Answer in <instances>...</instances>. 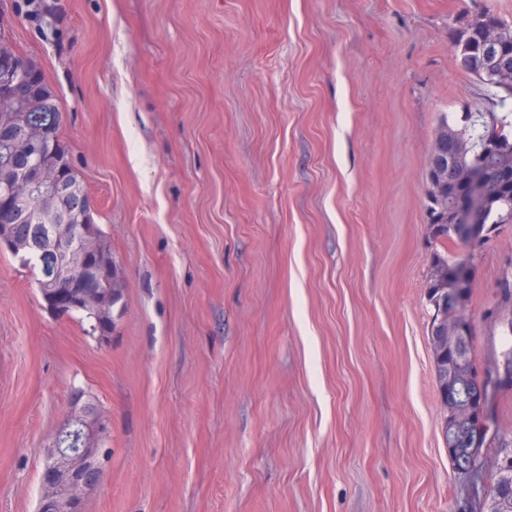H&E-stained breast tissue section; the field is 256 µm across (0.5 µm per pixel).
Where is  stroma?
<instances>
[{"label": "stroma", "mask_w": 512, "mask_h": 512, "mask_svg": "<svg viewBox=\"0 0 512 512\" xmlns=\"http://www.w3.org/2000/svg\"><path fill=\"white\" fill-rule=\"evenodd\" d=\"M0 0L56 91L112 247L108 340L0 250V512H37L72 389L111 422L93 512H483L441 435L425 167L441 118L512 112L463 71L512 0ZM473 358L512 272L476 254ZM491 21H499L511 25L503 21L490 9H478L465 17L463 25L459 29L454 41L455 55L460 63V67L476 77L482 84L485 80V75L483 69L478 64L484 56L485 47L488 51V55L483 58L486 75L491 77L497 75L500 77L507 74L511 68L507 61L493 55L497 49L502 47L504 41L501 24H488ZM462 59L464 60V65L462 64Z\"/></svg>", "instance_id": "35a3bbf8"}]
</instances>
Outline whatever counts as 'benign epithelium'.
Returning <instances> with one entry per match:
<instances>
[{"label": "benign epithelium", "instance_id": "benign-epithelium-1", "mask_svg": "<svg viewBox=\"0 0 512 512\" xmlns=\"http://www.w3.org/2000/svg\"><path fill=\"white\" fill-rule=\"evenodd\" d=\"M488 55L483 58L488 76L505 75L512 65L494 56L502 47L501 24L491 23L483 31ZM34 74L30 58L15 52L14 64L0 69V144L7 148L10 160L0 162L12 174L13 186L0 196V222L27 224L32 237L31 246L45 251L55 259L56 268L63 272L61 291L69 301L55 307V315L63 317L73 307L86 306L98 309L106 303L104 283L96 270L77 264L81 257L93 255L99 250V242L76 232L66 223L90 201L86 195L72 204V181L46 182L36 165L29 162L33 155L43 159L45 129L35 126L25 116L16 114L10 102L19 98L25 83ZM452 141L448 134L433 140L426 163V190L435 195L450 183H464L470 189L468 200L451 209L449 218L454 224L465 225L463 210L477 209L495 197L500 190L497 178L478 168L467 169L456 163ZM41 191L44 200L60 207L63 224L49 223L50 217L43 207L30 204V191ZM438 292L435 307V327L461 331V310L457 304L456 285L437 278ZM483 374L462 373L453 364L448 366V384L454 386V400L445 403L448 421L442 424V437L448 454L454 457L466 452L469 460L475 458L476 443L469 439V429L479 426L483 412L472 409L469 393L474 386H482ZM109 430V421L96 405L85 398L83 392L70 394L69 406L59 428L52 436L41 480L39 512H91V497L104 478L103 450L100 439Z\"/></svg>", "mask_w": 512, "mask_h": 512}]
</instances>
